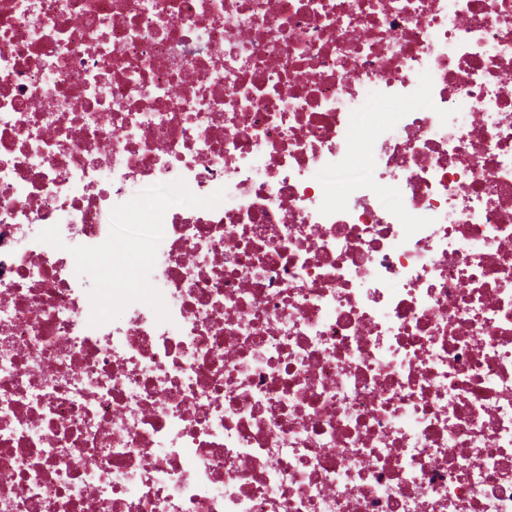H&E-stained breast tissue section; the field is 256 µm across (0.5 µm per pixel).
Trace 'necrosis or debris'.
<instances>
[{
	"instance_id": "1",
	"label": "necrosis or debris",
	"mask_w": 512,
	"mask_h": 512,
	"mask_svg": "<svg viewBox=\"0 0 512 512\" xmlns=\"http://www.w3.org/2000/svg\"><path fill=\"white\" fill-rule=\"evenodd\" d=\"M0 512H512V0H0ZM153 258L147 252L134 254L122 273V280L128 288H140L152 280Z\"/></svg>"
}]
</instances>
